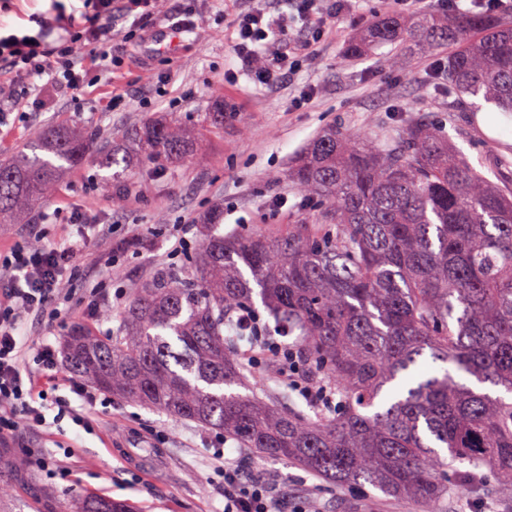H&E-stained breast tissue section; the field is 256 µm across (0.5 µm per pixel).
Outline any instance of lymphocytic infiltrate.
Instances as JSON below:
<instances>
[{
    "label": "lymphocytic infiltrate",
    "instance_id": "f902f5d3",
    "mask_svg": "<svg viewBox=\"0 0 512 512\" xmlns=\"http://www.w3.org/2000/svg\"><path fill=\"white\" fill-rule=\"evenodd\" d=\"M87 12L71 20L67 36L48 44L43 36L50 29L47 16H34L38 34L19 30L0 32V74L21 77L30 84L33 95L50 85L72 95L83 89L89 75L110 77L118 64L112 42L122 37L125 43L142 48L147 38L145 21L155 14L156 0H84ZM349 0H285L286 9L271 13L266 0H248L247 6L219 10L215 18L232 35L235 56L246 65L253 83L277 88L287 75L301 71L313 58L311 49L281 51L280 36L289 33L293 23L308 31L313 45L337 30L348 10ZM84 238L69 240L62 246L33 247L18 242L0 249V442L18 439L26 431L44 427L46 413L55 410L57 419L68 418L77 426L88 424L100 394L81 379L62 380L63 394L35 399V376H54L60 368L58 351L46 344L34 357H27L21 341L20 318L25 314L55 320L70 307V279L82 277L80 259ZM270 358L280 366L284 377L294 378L296 391L309 403L327 404L325 390L301 381L302 366L293 349L274 343L268 346ZM33 360L24 370L25 360ZM80 407H73L72 399ZM212 455L220 460L223 478L224 512H278L272 485L263 476L243 477L232 458L227 457L225 437L213 440Z\"/></svg>",
    "mask_w": 512,
    "mask_h": 512
}]
</instances>
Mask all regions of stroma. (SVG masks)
Returning a JSON list of instances; mask_svg holds the SVG:
<instances>
[{
    "label": "stroma",
    "instance_id": "obj_1",
    "mask_svg": "<svg viewBox=\"0 0 512 512\" xmlns=\"http://www.w3.org/2000/svg\"><path fill=\"white\" fill-rule=\"evenodd\" d=\"M194 32L183 35L172 58L157 56L135 65L124 64L114 84H89L76 96L46 89L29 99L24 79L0 87V99L14 102L6 125L0 126V162L37 128L63 120H79L95 128L101 141L118 144L123 134L147 115L177 113L200 142L199 149L176 165L148 164L119 184L101 190L103 171L97 154L67 172L60 180L54 204L82 212L106 225L107 234L89 235L82 257L92 278H109L127 295L158 271L186 268L189 254L170 259L169 249L183 225L200 235L203 215L224 212L220 231L227 236L261 227L275 235L290 224V207H276L279 196L296 198L286 177L291 162L322 130L353 128L381 143L406 123L429 116L446 119L448 101L439 95L428 73L431 59L406 50L394 53L384 46L361 56L345 55L347 44L379 14L391 11L401 19L421 12L418 0L399 9L394 0H355L337 34L318 44L313 63L286 78L274 92L254 86L247 77L228 84L224 72L239 68L230 36L213 22L211 0H192ZM81 0H12L0 21L19 28L30 25L36 13H79ZM314 95L303 107L291 99L305 87ZM124 96V109L109 106L113 93ZM224 106L223 127L201 124L199 116ZM491 104L459 112L448 127L452 141L482 173H490V147L512 157V125L489 133L480 114L494 112ZM36 216L23 224H0V244L33 240L42 232L46 241H61L83 233L82 226L53 224L36 229ZM142 239L141 249L120 251L124 239ZM83 284L73 290L74 302L63 324L27 318L24 339L28 349L43 343L61 344L68 327L80 323L107 337L117 325L119 306L108 295L99 301L111 318L89 319L83 313ZM214 429L185 421L113 397L111 407L97 408L89 429L70 419L24 434L21 445H0V467L8 469L11 498L0 512H70L79 497L97 494L133 503L137 512H224V494L213 477L217 464L209 446ZM235 460L247 475L270 478L280 512H420L404 499L373 488L356 492L325 482L297 465L261 458L250 450ZM441 512H512V494L497 490L490 474L467 490L450 487Z\"/></svg>",
    "mask_w": 512,
    "mask_h": 512
}]
</instances>
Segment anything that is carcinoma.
I'll return each mask as SVG.
<instances>
[{
  "label": "carcinoma",
  "instance_id": "obj_1",
  "mask_svg": "<svg viewBox=\"0 0 512 512\" xmlns=\"http://www.w3.org/2000/svg\"><path fill=\"white\" fill-rule=\"evenodd\" d=\"M402 42L426 55L454 47L435 74L451 111L473 97L512 113V16L444 19L430 9L404 24L382 13L352 52ZM125 137L127 149L99 146L104 190L139 164L176 163L194 146L170 117L149 116ZM95 139L93 128L72 123L32 131L0 163V224L40 208ZM494 158L493 181L435 121L415 120L383 144L327 129L288 168L298 196L287 229L205 235L190 273L162 271L142 285L112 336L72 327L65 363L104 392L425 512H440L450 460L464 466L461 487L484 467L512 491V160ZM255 295L296 336L308 381L328 388L332 402L318 418L278 409L288 390L236 391L252 367L232 325ZM71 512L135 510L87 495Z\"/></svg>",
  "mask_w": 512,
  "mask_h": 512
}]
</instances>
